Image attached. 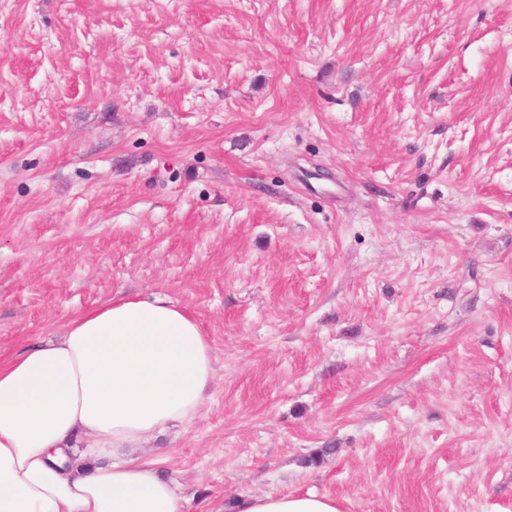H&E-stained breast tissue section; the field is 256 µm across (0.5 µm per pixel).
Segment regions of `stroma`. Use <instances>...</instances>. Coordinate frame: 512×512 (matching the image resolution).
I'll return each mask as SVG.
<instances>
[{"label": "stroma", "instance_id": "35a3bbf8", "mask_svg": "<svg viewBox=\"0 0 512 512\" xmlns=\"http://www.w3.org/2000/svg\"><path fill=\"white\" fill-rule=\"evenodd\" d=\"M129 295L182 512H512V0H0V359ZM240 512H339V509L336 501L328 496L264 494L242 501Z\"/></svg>", "mask_w": 512, "mask_h": 512}]
</instances>
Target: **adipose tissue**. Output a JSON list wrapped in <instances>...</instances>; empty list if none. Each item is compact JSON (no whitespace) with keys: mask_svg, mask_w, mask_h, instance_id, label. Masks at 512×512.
<instances>
[{"mask_svg":"<svg viewBox=\"0 0 512 512\" xmlns=\"http://www.w3.org/2000/svg\"><path fill=\"white\" fill-rule=\"evenodd\" d=\"M214 378L211 344L168 299L71 317L62 336L0 362V512H181L174 483L136 451L194 420ZM240 512L339 510L327 496L264 494Z\"/></svg>","mask_w":512,"mask_h":512,"instance_id":"obj_1","label":"adipose tissue"}]
</instances>
